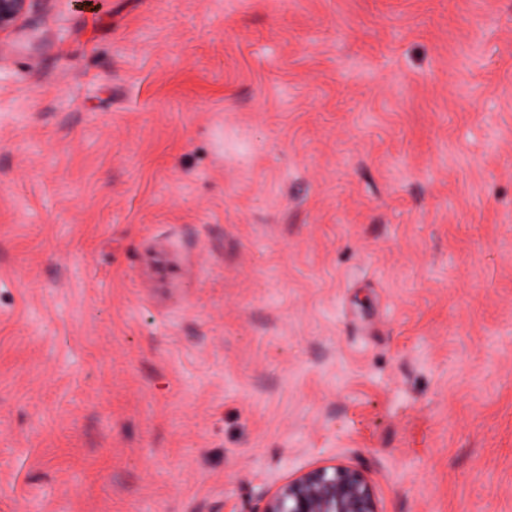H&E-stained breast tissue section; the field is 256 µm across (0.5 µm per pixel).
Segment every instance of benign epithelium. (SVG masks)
<instances>
[{"instance_id":"7a95c632","label":"benign epithelium","mask_w":512,"mask_h":512,"mask_svg":"<svg viewBox=\"0 0 512 512\" xmlns=\"http://www.w3.org/2000/svg\"><path fill=\"white\" fill-rule=\"evenodd\" d=\"M30 0H0V36L20 30ZM260 512H380L369 477L344 463L296 474L264 499Z\"/></svg>"}]
</instances>
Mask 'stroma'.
<instances>
[{
	"mask_svg": "<svg viewBox=\"0 0 512 512\" xmlns=\"http://www.w3.org/2000/svg\"><path fill=\"white\" fill-rule=\"evenodd\" d=\"M0 55V512H512V0H32ZM260 512H381L369 477L329 463L289 477L264 499Z\"/></svg>",
	"mask_w": 512,
	"mask_h": 512,
	"instance_id": "35a3bbf8",
	"label": "stroma"
}]
</instances>
